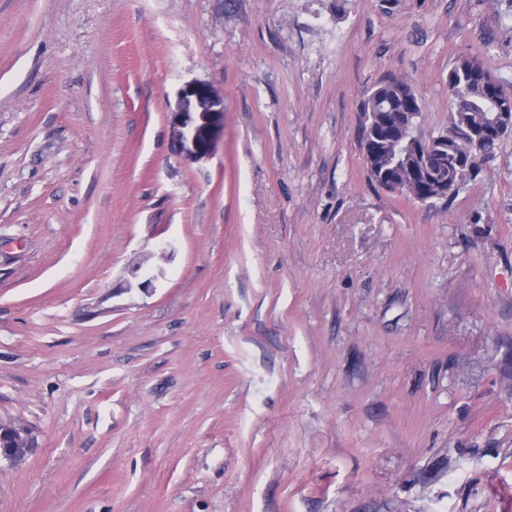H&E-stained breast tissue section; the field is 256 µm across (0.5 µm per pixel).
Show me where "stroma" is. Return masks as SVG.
Instances as JSON below:
<instances>
[{
	"label": "stroma",
	"mask_w": 512,
	"mask_h": 512,
	"mask_svg": "<svg viewBox=\"0 0 512 512\" xmlns=\"http://www.w3.org/2000/svg\"><path fill=\"white\" fill-rule=\"evenodd\" d=\"M462 54L512 86V0H0V512H512V135L448 203L359 146ZM423 109L424 106L412 86L397 78H386L380 81L366 94L361 103L360 147L366 167L370 178L390 191L394 190L385 186L388 182L386 174L391 172L397 174L402 180H409L412 175L408 170L409 159L407 157L404 160V151L401 146L394 144L381 145L379 151L375 155L370 154L369 157V145L373 141V136L376 133H383L387 122L393 121L395 116L401 112H416L419 120ZM396 164L398 170L392 169ZM167 119L175 153L188 163L208 160L224 135L223 92L209 81H187ZM29 439L27 428L11 424L4 429H0V466L2 462L8 465L17 463V457L14 455L13 448H17L16 444H26ZM29 448H17L19 452L18 460H22L27 454Z\"/></svg>",
	"instance_id": "obj_1"
}]
</instances>
